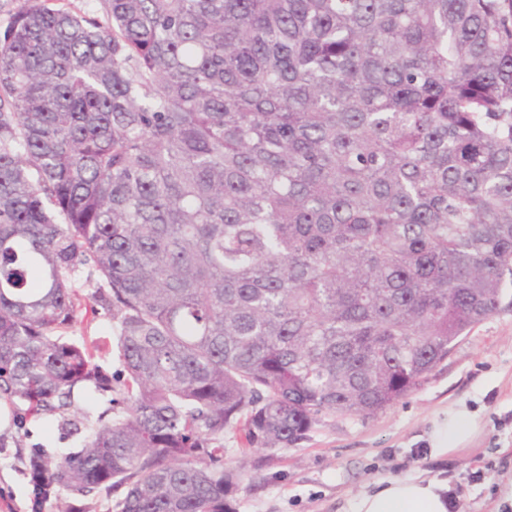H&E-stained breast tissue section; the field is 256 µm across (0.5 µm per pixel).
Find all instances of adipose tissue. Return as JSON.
Listing matches in <instances>:
<instances>
[{"label":"adipose tissue","mask_w":512,"mask_h":512,"mask_svg":"<svg viewBox=\"0 0 512 512\" xmlns=\"http://www.w3.org/2000/svg\"><path fill=\"white\" fill-rule=\"evenodd\" d=\"M482 425L468 410L448 411L444 421L429 437L436 454L450 455L468 447L480 434ZM447 482L423 476L390 478L376 491L357 497L352 512H449Z\"/></svg>","instance_id":"obj_1"}]
</instances>
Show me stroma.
I'll list each match as a JSON object with an SVG mask.
<instances>
[{"instance_id":"1","label":"stroma","mask_w":512,"mask_h":512,"mask_svg":"<svg viewBox=\"0 0 512 512\" xmlns=\"http://www.w3.org/2000/svg\"><path fill=\"white\" fill-rule=\"evenodd\" d=\"M83 304L72 337L101 347V365L115 370L112 322L92 314L90 288L76 281ZM451 409L478 416L481 434L468 448L435 456L428 438ZM28 435L0 428V512H31L24 458L32 444L52 452L79 448L56 420L29 422ZM240 431L224 434V464L244 467L237 512H350L354 499L388 478L417 474L444 479L458 512H512V286L498 311L462 338L409 395L376 414H328L307 438L266 460L245 447Z\"/></svg>"}]
</instances>
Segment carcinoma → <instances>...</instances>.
<instances>
[{"label":"carcinoma","instance_id":"obj_1","mask_svg":"<svg viewBox=\"0 0 512 512\" xmlns=\"http://www.w3.org/2000/svg\"><path fill=\"white\" fill-rule=\"evenodd\" d=\"M101 4L0 35V400L83 439L31 448L32 512H236L224 432L375 414L498 311L512 0ZM74 289L81 299V309L74 327L67 334L68 336L84 339L88 343L96 342L102 348L99 363L110 373L115 370L117 360L112 353V321L104 316L102 311L96 317L91 312L87 295L91 287L84 283V279L75 282Z\"/></svg>","mask_w":512,"mask_h":512}]
</instances>
